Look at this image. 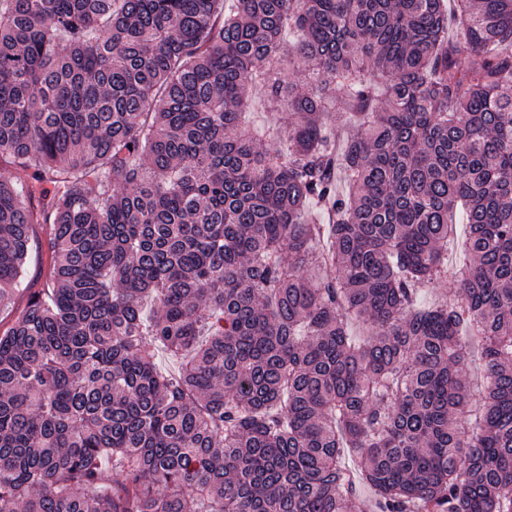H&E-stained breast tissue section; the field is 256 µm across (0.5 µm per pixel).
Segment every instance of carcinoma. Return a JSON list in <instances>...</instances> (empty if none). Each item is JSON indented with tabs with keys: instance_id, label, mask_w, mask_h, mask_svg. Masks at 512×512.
Segmentation results:
<instances>
[{
	"instance_id": "cac0c4a2",
	"label": "carcinoma",
	"mask_w": 512,
	"mask_h": 512,
	"mask_svg": "<svg viewBox=\"0 0 512 512\" xmlns=\"http://www.w3.org/2000/svg\"><path fill=\"white\" fill-rule=\"evenodd\" d=\"M454 2L0 0V164L33 170L0 308L43 272L0 320V512H512V0ZM250 95L257 103L254 111L249 113L248 120L256 127L265 131L270 137L277 136L283 132L288 126V112L276 111L265 105L263 99L266 96V92L261 86L250 88Z\"/></svg>"
}]
</instances>
